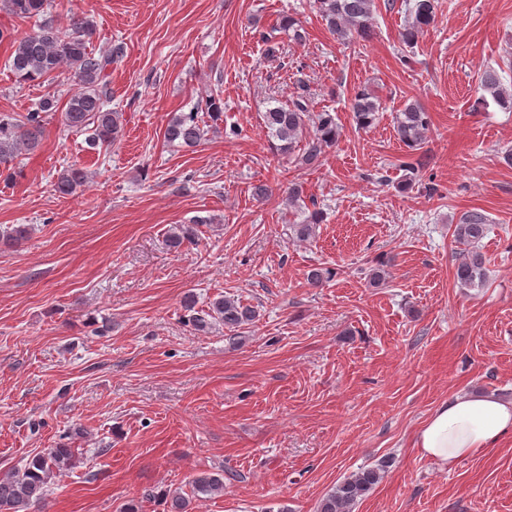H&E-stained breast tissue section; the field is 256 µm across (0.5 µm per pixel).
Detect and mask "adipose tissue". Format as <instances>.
<instances>
[{
	"label": "adipose tissue",
	"instance_id": "ef3b65f1",
	"mask_svg": "<svg viewBox=\"0 0 512 512\" xmlns=\"http://www.w3.org/2000/svg\"><path fill=\"white\" fill-rule=\"evenodd\" d=\"M512 433V403L463 394L438 407L420 430L415 446L422 455L452 466L495 447Z\"/></svg>",
	"mask_w": 512,
	"mask_h": 512
}]
</instances>
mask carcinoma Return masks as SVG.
I'll return each mask as SVG.
<instances>
[{
    "label": "carcinoma",
    "instance_id": "obj_1",
    "mask_svg": "<svg viewBox=\"0 0 512 512\" xmlns=\"http://www.w3.org/2000/svg\"><path fill=\"white\" fill-rule=\"evenodd\" d=\"M4 7L21 19H35V29L11 40L12 52L8 68L21 82L45 81L58 69L65 67L78 85V90L57 108L52 96L44 98L38 108L24 115L0 114V166H7L21 152H34L41 144L45 131V114L62 111L63 125L75 131H87L86 143L95 150L114 143L122 131V113L106 108L110 97L112 64L123 57V46L116 45L107 52L92 48L95 29L87 17L71 14L63 28L46 17V0H3ZM374 0H315L316 8L328 31L340 40L349 37L363 40L371 37ZM435 0H416L412 24L402 33L403 43L410 45L420 29L435 22ZM480 87L502 107L512 109V95L506 96L497 70L483 71ZM350 109L356 124L371 126L377 119V97L366 86L358 88L351 99ZM397 134L411 151L425 143L430 127L429 115L416 102L407 104L396 116ZM268 137L277 141L274 148L282 152H299L301 163L311 166L319 162L325 148L336 143L340 127L336 115L313 112L306 94L292 97L288 102L269 107L263 113ZM204 127L198 113H180L169 122L165 139L172 145L193 148L200 144ZM87 171L71 165L58 174L53 190L61 195H73L84 187ZM322 221V212L314 209L298 224L291 225L295 237L306 241L313 235L315 225ZM207 217L196 216L179 228L171 238L178 248L183 240L196 236V226L208 224ZM486 215L478 210L465 213L454 225L453 236L463 246L455 264L457 282L465 287H479L485 280L486 258L479 243L486 232ZM189 312L188 323L198 332H206L216 323L231 331L229 343L242 339L240 330L252 324L257 311L239 299L222 296L206 310H196L195 296L188 293L183 300ZM74 449L59 447L33 456L24 470L0 477V512H31L46 497L48 480L71 465ZM384 465L363 468L338 483L319 502L317 512H353L379 483ZM194 495H212L224 489V475L202 472L192 480Z\"/></svg>",
    "mask_w": 512,
    "mask_h": 512
}]
</instances>
